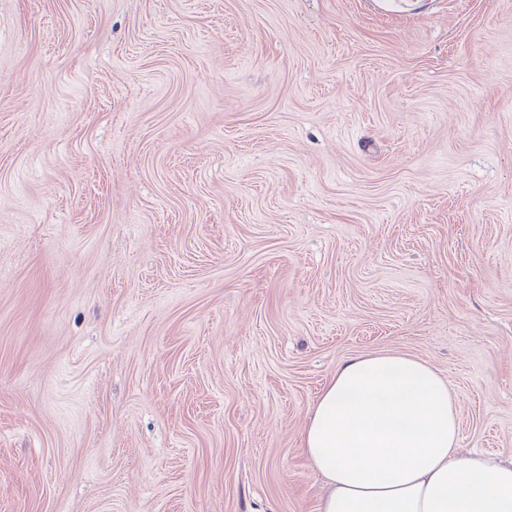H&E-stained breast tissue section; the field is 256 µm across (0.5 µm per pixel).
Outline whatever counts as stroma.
I'll return each instance as SVG.
<instances>
[{
    "mask_svg": "<svg viewBox=\"0 0 512 512\" xmlns=\"http://www.w3.org/2000/svg\"><path fill=\"white\" fill-rule=\"evenodd\" d=\"M385 351L512 455V0H0V512H318Z\"/></svg>",
    "mask_w": 512,
    "mask_h": 512,
    "instance_id": "stroma-1",
    "label": "stroma"
}]
</instances>
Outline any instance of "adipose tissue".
Returning a JSON list of instances; mask_svg holds the SVG:
<instances>
[{
    "mask_svg": "<svg viewBox=\"0 0 512 512\" xmlns=\"http://www.w3.org/2000/svg\"><path fill=\"white\" fill-rule=\"evenodd\" d=\"M458 440L457 397L435 368L392 352L348 359L302 439L325 479L319 512H512V461Z\"/></svg>",
    "mask_w": 512,
    "mask_h": 512,
    "instance_id": "ef3b65f1",
    "label": "adipose tissue"
}]
</instances>
